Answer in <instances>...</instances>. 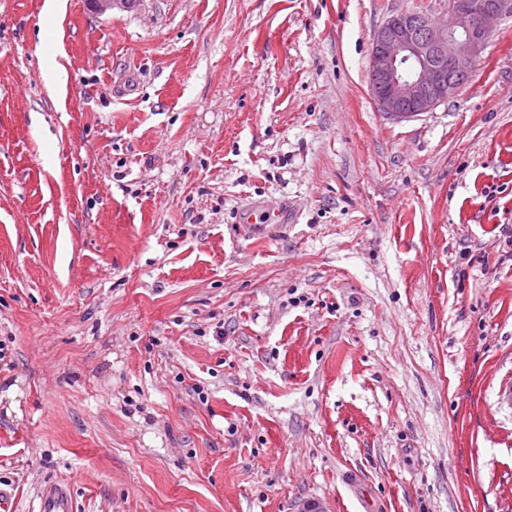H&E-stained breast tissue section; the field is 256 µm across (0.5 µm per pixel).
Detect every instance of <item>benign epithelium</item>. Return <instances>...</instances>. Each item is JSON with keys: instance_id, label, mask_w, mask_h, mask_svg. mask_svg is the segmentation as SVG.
<instances>
[{"instance_id": "7a95c632", "label": "benign epithelium", "mask_w": 512, "mask_h": 512, "mask_svg": "<svg viewBox=\"0 0 512 512\" xmlns=\"http://www.w3.org/2000/svg\"><path fill=\"white\" fill-rule=\"evenodd\" d=\"M142 0H87L99 15L127 11ZM508 0H448L443 18L414 13L388 18L374 34L370 89L379 110L395 119L430 112L469 80Z\"/></svg>"}]
</instances>
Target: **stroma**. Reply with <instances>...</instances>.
Masks as SVG:
<instances>
[{"instance_id": "obj_1", "label": "stroma", "mask_w": 512, "mask_h": 512, "mask_svg": "<svg viewBox=\"0 0 512 512\" xmlns=\"http://www.w3.org/2000/svg\"><path fill=\"white\" fill-rule=\"evenodd\" d=\"M60 2L0 0L12 512H512V17L397 120L448 0ZM475 4L482 0H472ZM508 0H448L439 20L414 13L388 18L374 34L369 86L379 110L395 119L429 112L469 80ZM39 512H75L69 486L60 483H48L38 495Z\"/></svg>"}]
</instances>
